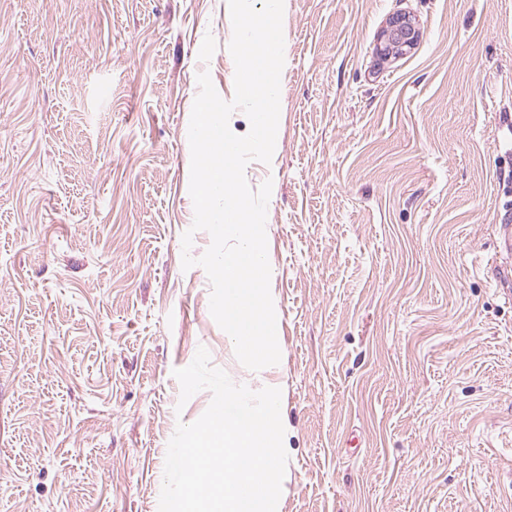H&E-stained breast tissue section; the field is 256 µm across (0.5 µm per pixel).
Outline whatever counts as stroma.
<instances>
[{
	"mask_svg": "<svg viewBox=\"0 0 512 512\" xmlns=\"http://www.w3.org/2000/svg\"><path fill=\"white\" fill-rule=\"evenodd\" d=\"M398 12L420 38L385 60ZM283 32L252 371L182 267L227 0H0V512H158L201 347L282 392L277 512H512V302L473 263L512 224V0H284Z\"/></svg>",
	"mask_w": 512,
	"mask_h": 512,
	"instance_id": "obj_1",
	"label": "stroma"
}]
</instances>
